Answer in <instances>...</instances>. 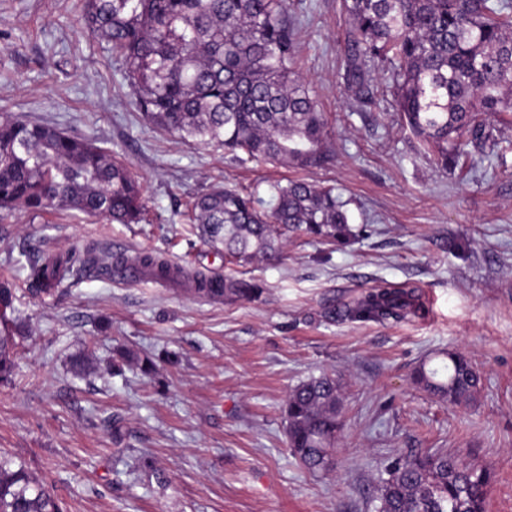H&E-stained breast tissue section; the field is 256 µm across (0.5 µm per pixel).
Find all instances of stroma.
I'll return each instance as SVG.
<instances>
[{"mask_svg":"<svg viewBox=\"0 0 512 512\" xmlns=\"http://www.w3.org/2000/svg\"><path fill=\"white\" fill-rule=\"evenodd\" d=\"M297 67L327 118V164H240L144 121L120 63L82 29L85 0H0V117L96 140L129 163L147 219L108 223L59 206L0 210V279L16 284L26 337L0 383V453L25 463L65 512H374L387 457L445 450L492 473L486 512H512V121L502 157L447 174L418 152L384 102L361 105L344 78L341 0H289ZM334 188L352 237L289 233L278 259L240 266L201 239L195 198L220 185L268 197L274 183ZM152 252L215 276L260 282L250 301H209L160 280L96 269L34 290L33 260L71 252L108 262ZM376 288L415 290L406 319L330 318ZM139 366L113 373L121 350ZM458 352L482 380L451 405L418 388L419 368ZM79 355L94 370L72 373ZM323 373L343 428L330 471L292 455L283 407ZM153 460V470L135 466Z\"/></svg>","mask_w":512,"mask_h":512,"instance_id":"obj_1","label":"stroma"}]
</instances>
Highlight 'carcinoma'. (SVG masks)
Returning <instances> with one entry per match:
<instances>
[{"instance_id": "1", "label": "carcinoma", "mask_w": 512, "mask_h": 512, "mask_svg": "<svg viewBox=\"0 0 512 512\" xmlns=\"http://www.w3.org/2000/svg\"><path fill=\"white\" fill-rule=\"evenodd\" d=\"M288 0H85V26L124 66L143 117L184 140L240 151L247 161L322 166L326 122L294 69ZM352 22L345 79L364 104L378 80L401 124L435 164L455 169L496 154L486 115L512 112V0H342ZM272 203L231 188L194 200L189 219L213 247L237 263L274 258L281 229L330 242L352 235L348 210L333 189L306 181L270 186ZM56 205L119 224H138L142 186L128 165L96 143L18 116L0 120V209L32 213ZM79 258L35 262L30 280L51 292L59 267ZM139 262L160 277L168 266L146 253ZM252 279L200 274L211 298L250 300ZM14 289L0 282V382L11 379L23 326L7 318ZM420 309L412 291L373 289L345 316L400 320ZM446 377L419 369L414 383L453 405L468 403L480 374L461 353L448 354ZM336 379L323 374L291 390L284 405L288 446L310 472L332 468L340 428ZM377 512H485L486 468L439 450L398 456L384 469ZM0 512H63L61 501L28 469L0 455Z\"/></svg>"}]
</instances>
